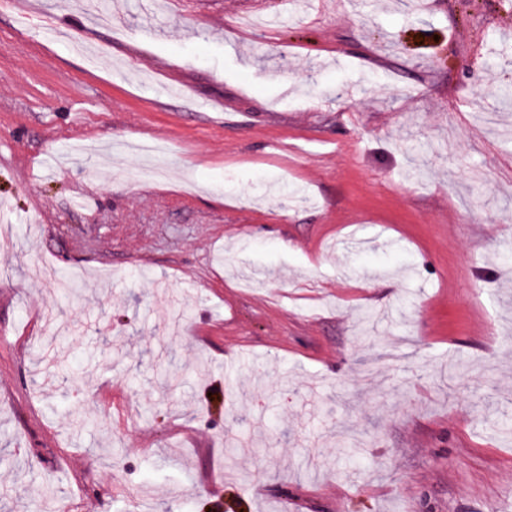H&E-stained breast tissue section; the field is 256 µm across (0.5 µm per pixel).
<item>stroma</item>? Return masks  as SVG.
I'll return each mask as SVG.
<instances>
[{
  "instance_id": "1",
  "label": "stroma",
  "mask_w": 512,
  "mask_h": 512,
  "mask_svg": "<svg viewBox=\"0 0 512 512\" xmlns=\"http://www.w3.org/2000/svg\"><path fill=\"white\" fill-rule=\"evenodd\" d=\"M277 11L0 9V512H512V0Z\"/></svg>"
}]
</instances>
